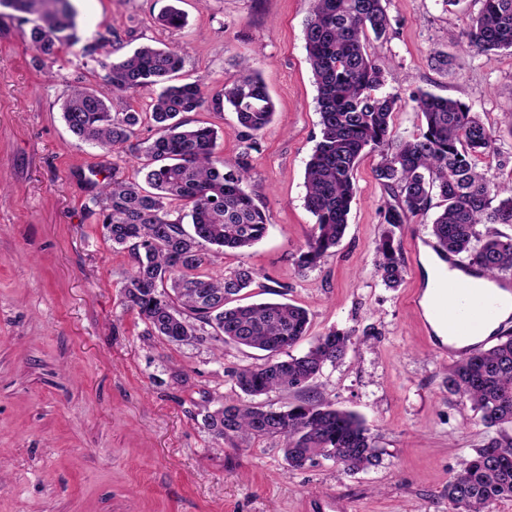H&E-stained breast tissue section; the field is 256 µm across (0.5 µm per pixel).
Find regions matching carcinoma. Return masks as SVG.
I'll return each instance as SVG.
<instances>
[{
    "instance_id": "1",
    "label": "carcinoma",
    "mask_w": 512,
    "mask_h": 512,
    "mask_svg": "<svg viewBox=\"0 0 512 512\" xmlns=\"http://www.w3.org/2000/svg\"><path fill=\"white\" fill-rule=\"evenodd\" d=\"M480 2L466 32L469 47L488 58L512 52V0ZM0 7L38 15L29 39L50 64L62 47L77 41L72 0H0ZM157 21L180 28L185 16L169 5ZM390 28L386 0H310L304 39L317 90L320 138L304 175L305 205L315 223L296 264L301 270L314 268L340 244L357 195L354 170L364 155L375 153L373 177L390 195L380 211L381 223L389 228L376 245L375 269L382 281L396 287L404 280L395 229L435 207L431 234L437 254L463 256L465 272L479 270L494 280L512 271V235L478 229L482 224L512 226V181L492 183L478 167L480 158L494 153L496 135L461 101L419 89L411 100L424 126L411 139H394L398 97L380 92L383 70L368 51L370 41L385 40ZM108 42H119L110 28L84 46L83 56L97 60ZM430 64L445 75L452 57L436 50ZM183 65L179 49L144 44L108 65L112 99L82 87L63 105V119L77 139L141 160L146 185L126 177L114 163L92 198L108 239L132 259L123 285L126 302L150 331L170 341L211 335L267 352L270 360L264 365L235 373V385L245 396L302 395L284 409L243 400L208 412L204 423L216 438L239 448L278 437L290 471L321 460L352 473L374 467L382 450L365 422L310 394L324 366L344 357L351 333L333 329L316 337L305 353L293 355L289 349L309 332L306 309L288 302L238 303L255 282L249 267L227 276L203 273L211 264L210 247L244 252L266 236L268 223L243 189L250 179L248 164L219 155L216 128L184 118L199 111L206 98L198 84L175 82ZM146 86L159 89L149 110L131 111L124 97ZM223 97L236 114L246 149L254 148L275 106L252 63H242L224 81ZM145 123L155 135L141 140ZM180 206L190 208L189 230L181 217H172ZM282 352L286 358H277ZM447 387L494 431L448 481V503L457 512H492L496 502L512 498V336L456 361Z\"/></svg>"
}]
</instances>
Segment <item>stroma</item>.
<instances>
[{
  "label": "stroma",
  "mask_w": 512,
  "mask_h": 512,
  "mask_svg": "<svg viewBox=\"0 0 512 512\" xmlns=\"http://www.w3.org/2000/svg\"><path fill=\"white\" fill-rule=\"evenodd\" d=\"M164 4L74 0L78 41L49 68L29 42L32 20L0 8V512H321L331 498L344 512H451L448 482L488 434L449 395L455 357L435 346L408 303L426 287L414 255L430 238L422 218L396 231L404 282L386 287L375 272L388 195L373 156L358 164L339 246L315 268L295 264L315 222L304 171L320 137L304 40L309 0H183L179 29L157 23ZM480 8L479 0H388L392 29L373 53L384 92L402 98L396 135L420 126L412 91L460 100L499 136L479 162L499 183L512 179V52L489 59L469 50L465 33ZM109 29L125 54L143 44L181 49L179 82L200 84L206 97L194 120L218 129L225 158L247 159L248 190L269 221L259 244L214 255L208 270L252 268L248 301L305 308L309 338L352 331L346 356L324 368L314 390L365 420L383 450L379 465L349 474L325 461L291 472L280 439L248 448L216 440L203 408L239 401L234 372L263 365L265 352L209 337L171 343L148 335L126 307L131 260L90 205L105 168L135 179L139 162L79 141L62 118L74 87L111 97V47L95 62L82 53ZM436 49L456 59L448 74L430 66ZM253 58L276 114L249 150L220 99L225 79Z\"/></svg>",
  "instance_id": "obj_1"
}]
</instances>
